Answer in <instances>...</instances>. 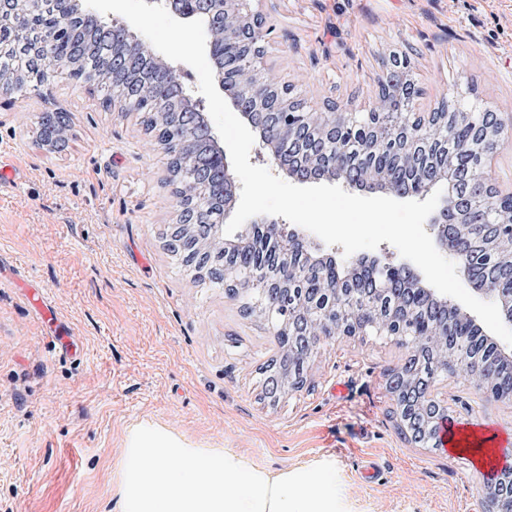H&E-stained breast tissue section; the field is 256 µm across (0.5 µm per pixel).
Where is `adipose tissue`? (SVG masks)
Masks as SVG:
<instances>
[{"mask_svg": "<svg viewBox=\"0 0 512 512\" xmlns=\"http://www.w3.org/2000/svg\"><path fill=\"white\" fill-rule=\"evenodd\" d=\"M119 512H348L328 461L277 472L141 423L117 469Z\"/></svg>", "mask_w": 512, "mask_h": 512, "instance_id": "1", "label": "adipose tissue"}]
</instances>
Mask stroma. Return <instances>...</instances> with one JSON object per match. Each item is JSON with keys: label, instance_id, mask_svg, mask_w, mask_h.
Wrapping results in <instances>:
<instances>
[{"label": "stroma", "instance_id": "obj_1", "mask_svg": "<svg viewBox=\"0 0 512 512\" xmlns=\"http://www.w3.org/2000/svg\"><path fill=\"white\" fill-rule=\"evenodd\" d=\"M265 68L315 110H363L399 50L432 111L442 97L512 118V0H262ZM71 116L68 148L39 147L41 112ZM0 512H118L129 427L163 424L277 471L327 459L353 512H481L490 470L512 461V403L458 372L435 392L475 452L403 434L386 374L403 351L376 336L321 341L302 391L269 403L268 325L165 250L175 216L167 158L136 113L86 87L0 96ZM43 289L40 319L25 286Z\"/></svg>", "mask_w": 512, "mask_h": 512}]
</instances>
